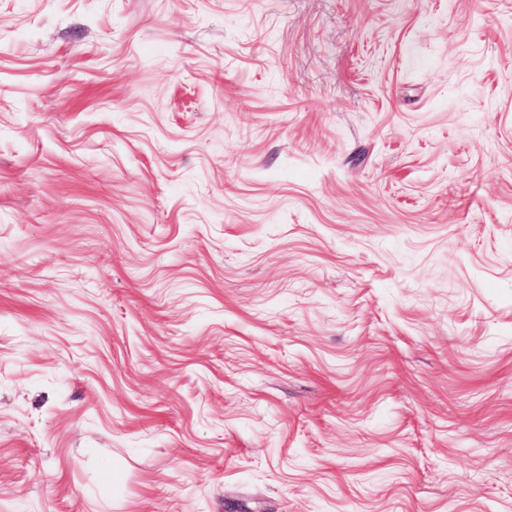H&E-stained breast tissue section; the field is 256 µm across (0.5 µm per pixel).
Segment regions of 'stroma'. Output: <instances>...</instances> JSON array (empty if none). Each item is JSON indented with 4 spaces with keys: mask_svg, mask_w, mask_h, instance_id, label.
Masks as SVG:
<instances>
[{
    "mask_svg": "<svg viewBox=\"0 0 512 512\" xmlns=\"http://www.w3.org/2000/svg\"><path fill=\"white\" fill-rule=\"evenodd\" d=\"M0 512H512V0H0Z\"/></svg>",
    "mask_w": 512,
    "mask_h": 512,
    "instance_id": "stroma-1",
    "label": "stroma"
}]
</instances>
